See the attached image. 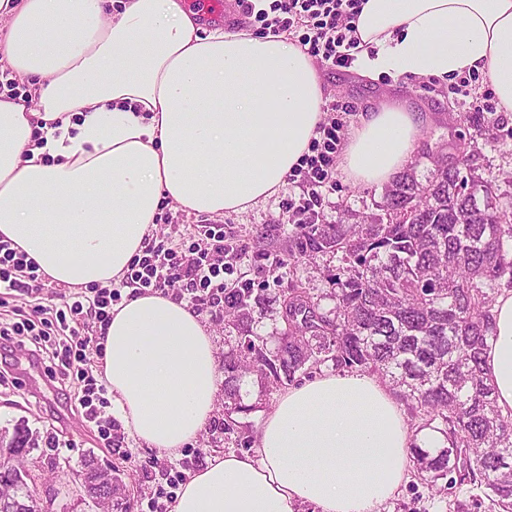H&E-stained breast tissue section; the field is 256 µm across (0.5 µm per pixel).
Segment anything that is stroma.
I'll use <instances>...</instances> for the list:
<instances>
[{
  "label": "stroma",
  "mask_w": 512,
  "mask_h": 512,
  "mask_svg": "<svg viewBox=\"0 0 512 512\" xmlns=\"http://www.w3.org/2000/svg\"><path fill=\"white\" fill-rule=\"evenodd\" d=\"M325 103L342 102L350 107L348 127H355L364 112L387 96L402 97L418 111L428 114L420 145L411 165L418 179H425L432 168L431 155L443 145L468 144L469 164L476 175L497 189L502 202L512 201V112L499 113L497 121L482 120L465 114L452 93L453 84L431 77L381 75L373 79L358 68L322 72ZM384 185L355 186L337 178L334 188L324 191L315 224H364L382 216ZM290 189H282L266 202L242 214L221 216V223L248 246V255L224 275L225 282L252 280L265 296L278 295L292 284L322 295L323 309L333 303L327 293L339 261L335 255L318 254L314 259L289 266L288 213ZM0 373L7 378L0 385V432H13L24 424L37 434L40 444H52L68 465L48 475L32 471L27 479L31 489L42 498H53L56 512H106L85 494L79 476L84 455L94 454L99 466L117 473L122 480V498L131 504V512H144L149 497L165 485L170 469L182 475L202 466L208 456L224 452H244L256 447L263 421L273 409L280 392L260 391L249 383L244 398L248 409L231 415L216 407L215 420H231L227 431L205 428L197 440L169 456L149 448L133 433H126L122 448L103 447L93 424L84 420L75 408L76 385H64L53 379L45 365L29 362L21 352L0 348ZM407 479L382 512H453L455 501H472L478 495L476 485L455 483L448 493L419 478L414 467H407Z\"/></svg>",
  "instance_id": "35a3bbf8"
}]
</instances>
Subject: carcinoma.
<instances>
[{
  "instance_id": "cac0c4a2",
  "label": "carcinoma",
  "mask_w": 512,
  "mask_h": 512,
  "mask_svg": "<svg viewBox=\"0 0 512 512\" xmlns=\"http://www.w3.org/2000/svg\"><path fill=\"white\" fill-rule=\"evenodd\" d=\"M465 150L436 162L425 181L402 175L384 194L385 216L372 224H297L288 261L336 252L345 264L329 294L332 311L292 285L278 305L284 328L269 340L255 332L263 303L252 288L224 289V410L242 412L246 375L288 385L332 363L388 381L407 406L415 432L433 446L410 448L417 474L436 483L450 474L484 488L497 512H512V412L496 405L482 355L492 340L493 304L512 288V210L472 173ZM38 451L54 473L56 455L39 449L22 424L0 440V512H44L12 461ZM85 494L96 502L118 478L91 456L81 461Z\"/></svg>"
}]
</instances>
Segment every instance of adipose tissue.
Masks as SVG:
<instances>
[{
    "label": "adipose tissue",
    "instance_id": "adipose-tissue-1",
    "mask_svg": "<svg viewBox=\"0 0 512 512\" xmlns=\"http://www.w3.org/2000/svg\"><path fill=\"white\" fill-rule=\"evenodd\" d=\"M0 58L27 96L0 93V239L50 282L121 280L163 202L242 213L277 194L308 153L324 92L287 32L200 35L187 0H23ZM361 69L486 76L512 112V0H365ZM425 115L406 102L362 116L341 169L392 181ZM484 362L512 411V290L493 310ZM103 378L140 440L175 455L209 423L223 378L214 337L187 303L145 292L113 307ZM413 435L392 391L363 373L288 388L254 454L208 457L172 512H381L405 477Z\"/></svg>",
    "mask_w": 512,
    "mask_h": 512
}]
</instances>
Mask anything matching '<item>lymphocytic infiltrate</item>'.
Returning a JSON list of instances; mask_svg holds the SVG:
<instances>
[{"instance_id": "obj_1", "label": "lymphocytic infiltrate", "mask_w": 512, "mask_h": 512, "mask_svg": "<svg viewBox=\"0 0 512 512\" xmlns=\"http://www.w3.org/2000/svg\"><path fill=\"white\" fill-rule=\"evenodd\" d=\"M245 14L256 15L263 28L285 31L302 28L299 39L306 53L326 69L351 67L360 40L354 23L364 0H270L267 8L256 9L252 0H239ZM345 124L335 119L320 124L318 136L287 177V184L299 188V197L289 199L288 209L304 214L321 206L323 192L336 184V155ZM241 239L221 224L198 225L189 245L170 240H148L140 255L133 258L120 288L90 287L63 296L61 306H37L36 319H0V339L16 343L36 359H47L49 370L62 382L77 381L81 389L77 402L87 422L95 424L105 447L121 446L125 436L112 418L103 416L108 407L105 381L93 374L94 360L102 356L99 336L80 331L82 319L93 318L108 324L121 288L136 292L165 291L182 283L177 300L187 301L198 314L218 317L224 313V269L228 262L245 258ZM45 276L26 254L0 241V307L7 295L16 292L38 298Z\"/></svg>"}]
</instances>
